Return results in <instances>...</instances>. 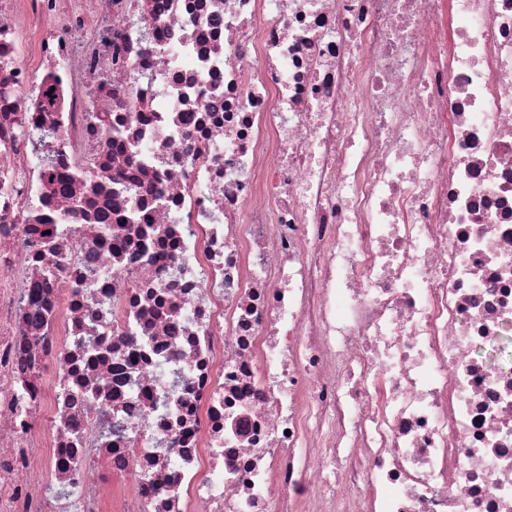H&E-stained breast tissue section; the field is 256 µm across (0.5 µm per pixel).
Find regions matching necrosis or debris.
<instances>
[{
  "label": "necrosis or debris",
  "mask_w": 512,
  "mask_h": 512,
  "mask_svg": "<svg viewBox=\"0 0 512 512\" xmlns=\"http://www.w3.org/2000/svg\"><path fill=\"white\" fill-rule=\"evenodd\" d=\"M0 512H512V0H0Z\"/></svg>",
  "instance_id": "1"
}]
</instances>
